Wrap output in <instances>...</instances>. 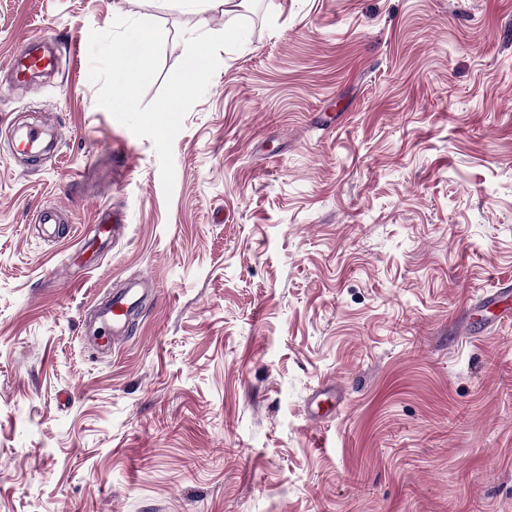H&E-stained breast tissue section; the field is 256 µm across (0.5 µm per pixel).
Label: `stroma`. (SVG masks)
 <instances>
[{"mask_svg": "<svg viewBox=\"0 0 512 512\" xmlns=\"http://www.w3.org/2000/svg\"><path fill=\"white\" fill-rule=\"evenodd\" d=\"M119 15L165 75L248 23L169 194L88 78ZM33 35L59 65L9 92ZM508 286L512 0H0V512H512V319L480 309ZM198 10L220 12L225 16L235 15L242 1L238 0H183ZM140 299V288L136 285L112 291L109 304L100 316V326L96 334L102 347L109 346L124 330L129 314Z\"/></svg>", "mask_w": 512, "mask_h": 512, "instance_id": "stroma-1", "label": "stroma"}]
</instances>
